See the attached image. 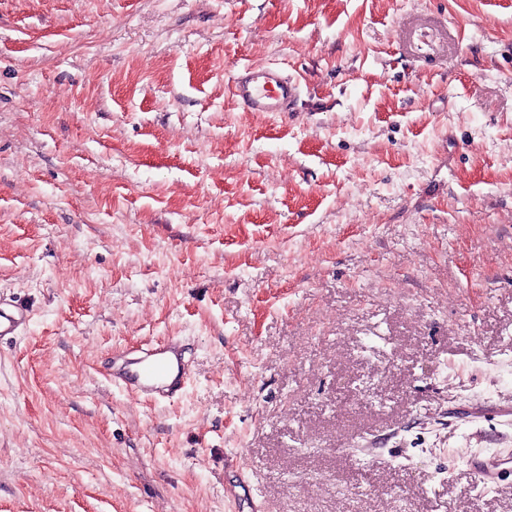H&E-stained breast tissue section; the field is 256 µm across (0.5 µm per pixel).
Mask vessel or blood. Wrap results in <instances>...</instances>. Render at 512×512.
Instances as JSON below:
<instances>
[{
  "label": "vessel or blood",
  "mask_w": 512,
  "mask_h": 512,
  "mask_svg": "<svg viewBox=\"0 0 512 512\" xmlns=\"http://www.w3.org/2000/svg\"><path fill=\"white\" fill-rule=\"evenodd\" d=\"M239 106L246 112H289L298 97L297 83L283 71L244 66L231 82ZM30 321L29 309L0 301V338L14 336ZM115 385L135 395L166 399L175 396L190 379V365L176 339L159 346L145 345L115 355L109 364ZM481 482L495 486L512 478V463L489 456L476 465Z\"/></svg>",
  "instance_id": "obj_1"
}]
</instances>
